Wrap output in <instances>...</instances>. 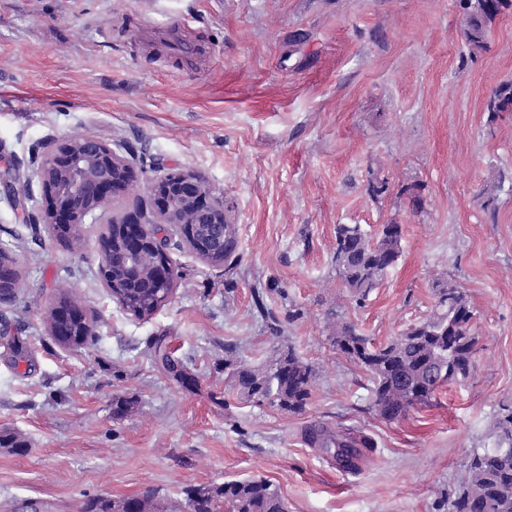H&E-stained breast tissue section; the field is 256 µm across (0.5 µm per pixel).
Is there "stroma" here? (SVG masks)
Masks as SVG:
<instances>
[{
  "label": "stroma",
  "mask_w": 512,
  "mask_h": 512,
  "mask_svg": "<svg viewBox=\"0 0 512 512\" xmlns=\"http://www.w3.org/2000/svg\"><path fill=\"white\" fill-rule=\"evenodd\" d=\"M487 42L465 48L457 0H0V155L28 172L50 141L127 145L146 177L201 173L237 239L214 266L172 237L173 293L138 319L99 276L102 224L69 244L0 199V246L20 273L0 304V432L27 443L0 447V512L148 494L190 512L186 487L245 479L271 484L288 512H452L470 451L512 405V112L484 110L512 79V13ZM392 222L398 263L356 302L331 262L336 227ZM439 279L476 312L474 369L384 420L330 324L387 343L431 315ZM63 294L89 312L83 345L48 334ZM158 340L193 387L154 363ZM290 347L315 369L304 413L225 377V360L266 367ZM314 424L374 448L340 469L305 440Z\"/></svg>",
  "instance_id": "1"
}]
</instances>
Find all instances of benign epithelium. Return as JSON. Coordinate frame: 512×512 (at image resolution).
<instances>
[{
    "mask_svg": "<svg viewBox=\"0 0 512 512\" xmlns=\"http://www.w3.org/2000/svg\"><path fill=\"white\" fill-rule=\"evenodd\" d=\"M0 176L11 207L30 215L32 224H75L81 229L100 223L102 208L112 197L134 196V207L112 223L126 225L122 253L130 271L156 279L164 277L159 254L168 252L166 233L156 232V226L169 224L179 231L212 224L215 236L224 235V196L200 175L172 169L143 182L129 148L93 135L55 142L41 155L33 171L40 194L30 207L23 200L27 193L17 187L21 177L15 165L4 161Z\"/></svg>",
    "mask_w": 512,
    "mask_h": 512,
    "instance_id": "benign-epithelium-1",
    "label": "benign epithelium"
}]
</instances>
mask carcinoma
<instances>
[{
  "label": "carcinoma",
  "instance_id": "cac0c4a2",
  "mask_svg": "<svg viewBox=\"0 0 512 512\" xmlns=\"http://www.w3.org/2000/svg\"><path fill=\"white\" fill-rule=\"evenodd\" d=\"M465 17L464 35L472 51L487 48L492 25L506 12L512 0H458ZM484 111L494 118L512 112V81L499 84L484 103ZM231 226L224 225V244L213 265L228 261L237 247ZM401 249V229L397 224H382L370 236L358 224L336 225V245L332 261L341 284L357 303L364 302L397 264ZM112 279L122 287L121 306L139 319L151 317L162 307V290L154 281L139 280L123 269L118 245L112 246ZM19 274L15 259L0 255V302L11 303ZM433 314L409 326L401 336L386 345L375 346L350 322L336 323L332 330L333 347L367 372L371 408L382 418L396 420L410 410L430 403L435 391L449 383L466 379L473 369L476 340L472 332L475 313L465 291L454 281L436 285ZM156 364L175 363L174 378L184 387L195 385L186 367L174 362L162 344L154 347ZM227 376L257 403L275 405L290 413L306 411L311 397L313 366L294 348H288L275 368L265 371L245 364H225ZM307 441L322 449L336 464L355 469L372 447L364 435L310 426ZM468 482L452 502L453 512H512V411L496 423L492 447L475 448L468 457ZM184 493L191 512H286V506L264 480H232L217 486H189ZM140 512H159L149 496L133 499ZM129 498L112 502L101 497L85 500L82 512H128Z\"/></svg>",
  "mask_w": 512,
  "mask_h": 512
}]
</instances>
